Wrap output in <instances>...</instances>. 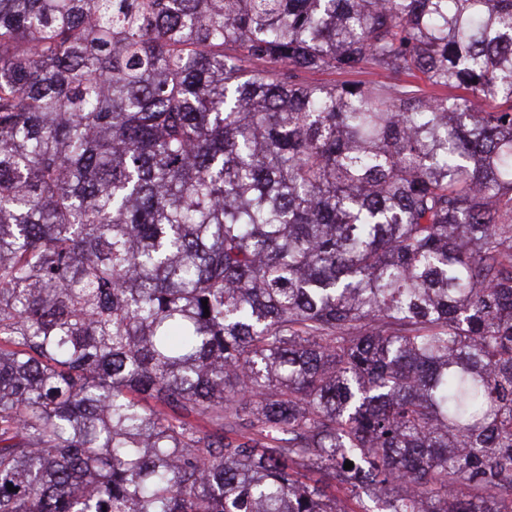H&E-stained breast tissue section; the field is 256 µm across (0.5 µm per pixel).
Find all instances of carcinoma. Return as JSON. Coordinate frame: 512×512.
Listing matches in <instances>:
<instances>
[{
  "mask_svg": "<svg viewBox=\"0 0 512 512\" xmlns=\"http://www.w3.org/2000/svg\"><path fill=\"white\" fill-rule=\"evenodd\" d=\"M365 497L512 512V0H0V512ZM309 79L328 84H342L344 82L349 81L370 82L373 80H378L380 78L374 73L368 71H361L350 74H343L337 72H320L309 75Z\"/></svg>",
  "mask_w": 512,
  "mask_h": 512,
  "instance_id": "1",
  "label": "carcinoma"
}]
</instances>
